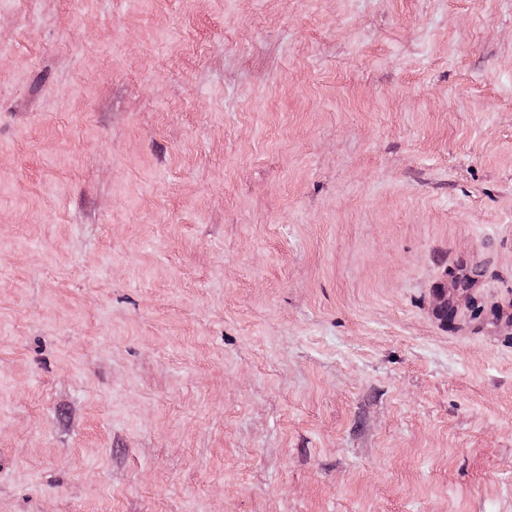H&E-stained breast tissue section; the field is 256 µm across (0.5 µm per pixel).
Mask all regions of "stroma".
I'll list each match as a JSON object with an SVG mask.
<instances>
[{
  "label": "stroma",
  "instance_id": "1",
  "mask_svg": "<svg viewBox=\"0 0 512 512\" xmlns=\"http://www.w3.org/2000/svg\"><path fill=\"white\" fill-rule=\"evenodd\" d=\"M0 512H512V0H0Z\"/></svg>",
  "mask_w": 512,
  "mask_h": 512
}]
</instances>
